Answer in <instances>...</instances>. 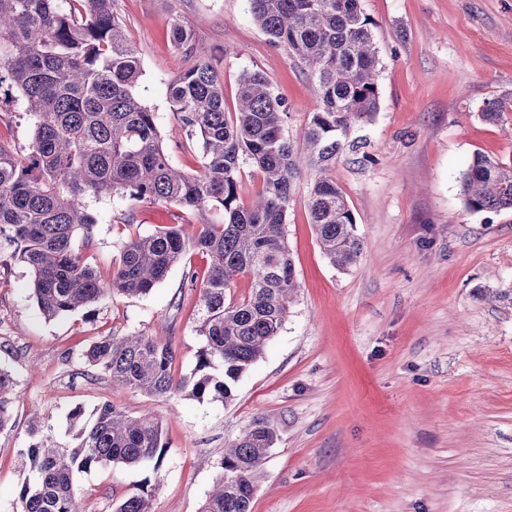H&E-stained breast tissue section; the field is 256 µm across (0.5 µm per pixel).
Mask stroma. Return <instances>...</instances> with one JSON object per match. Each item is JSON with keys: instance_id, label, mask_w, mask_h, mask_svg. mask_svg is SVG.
<instances>
[{"instance_id": "35a3bbf8", "label": "stroma", "mask_w": 512, "mask_h": 512, "mask_svg": "<svg viewBox=\"0 0 512 512\" xmlns=\"http://www.w3.org/2000/svg\"><path fill=\"white\" fill-rule=\"evenodd\" d=\"M379 48L380 110L355 128L362 154L331 171L363 243L343 271L321 251L307 178L294 183L285 234L299 288L288 317L235 382L231 398L180 392L153 397L113 388L84 352L105 336L161 337L190 374L210 259L188 249L149 293L113 295L47 319L26 265L0 247V367L14 376L12 420L0 430V512H16L19 467L38 420L62 446L71 420L110 403L162 425L160 466L76 474L86 512H114L139 489L152 512H200L224 470L226 446L255 421L278 440L254 474L252 512H512V305L484 291L512 284V210L469 212L459 175L475 155L512 157V118L488 122L486 101L512 106V0H360ZM143 62L142 101L185 173L200 169L167 101L171 79L198 63L172 43L180 21L224 74L233 111L239 76L263 74L295 133L317 107L316 90L286 48L272 46L246 0H114ZM34 120L0 87V138L27 149ZM93 242L82 259L109 277L132 236L197 224V212L102 194L87 202ZM195 281H187L186 272Z\"/></svg>"}]
</instances>
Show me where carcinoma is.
Segmentation results:
<instances>
[{
  "label": "carcinoma",
  "instance_id": "1",
  "mask_svg": "<svg viewBox=\"0 0 512 512\" xmlns=\"http://www.w3.org/2000/svg\"><path fill=\"white\" fill-rule=\"evenodd\" d=\"M112 2L0 0V84L9 83L34 118L27 152L0 139V237L30 269L34 301L48 319L114 294H146L187 248L206 252L211 266L200 291V347L190 375L175 376L170 343L142 333L105 336L84 357L114 387L227 398L278 334L298 288L284 226L301 173L311 178L308 207L323 253L341 269L360 261L354 214L329 170L341 154L360 149L351 131L379 110L381 66L371 22L360 0H247L269 42L287 48L305 68L317 108L291 138L284 102L262 74L245 72L229 114L224 74L200 61L168 85L170 110L200 151L201 171L190 176L172 164L156 113L135 93L141 58ZM171 37L182 52L202 53L177 21ZM246 164L262 179L251 205L240 198ZM459 183L470 212L512 209V159L476 155ZM102 193L195 210L202 223L191 235L172 224L130 238L104 278L73 246L79 231L92 242L86 198ZM240 276L249 277L250 292L234 301L228 291ZM14 386L0 368V430L10 422ZM29 437L22 458L32 479L19 491L18 512H84L75 473L158 465L165 448L152 414L131 416L109 403L79 428L72 450L36 424ZM276 440V431L258 422L226 449L224 475L201 512H251L254 473ZM113 512H152L149 495L129 496Z\"/></svg>",
  "mask_w": 512,
  "mask_h": 512
}]
</instances>
